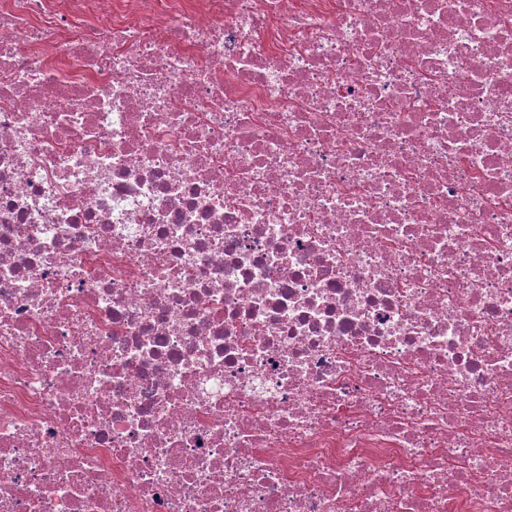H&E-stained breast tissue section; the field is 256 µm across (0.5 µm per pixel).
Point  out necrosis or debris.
<instances>
[{
    "label": "necrosis or debris",
    "mask_w": 512,
    "mask_h": 512,
    "mask_svg": "<svg viewBox=\"0 0 512 512\" xmlns=\"http://www.w3.org/2000/svg\"><path fill=\"white\" fill-rule=\"evenodd\" d=\"M0 512H512V0H0Z\"/></svg>",
    "instance_id": "necrosis-or-debris-1"
}]
</instances>
